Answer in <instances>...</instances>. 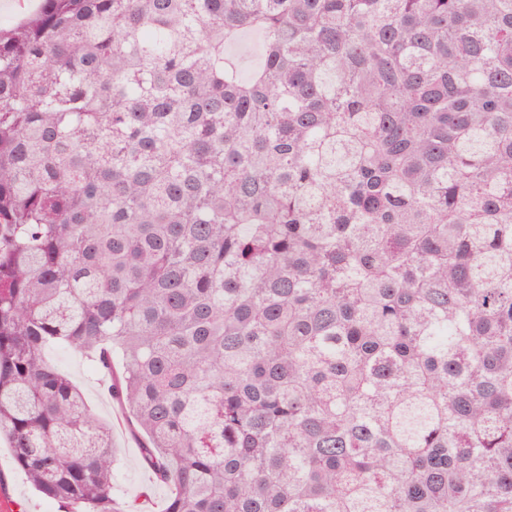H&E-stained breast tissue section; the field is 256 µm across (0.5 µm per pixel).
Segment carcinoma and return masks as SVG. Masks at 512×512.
<instances>
[{
    "label": "carcinoma",
    "mask_w": 512,
    "mask_h": 512,
    "mask_svg": "<svg viewBox=\"0 0 512 512\" xmlns=\"http://www.w3.org/2000/svg\"><path fill=\"white\" fill-rule=\"evenodd\" d=\"M54 345L107 373L165 512H512V0L0 31V440L63 512H143ZM226 57L232 61L239 75L247 78L261 62L260 36L256 33L242 35L235 43L227 47Z\"/></svg>",
    "instance_id": "carcinoma-1"
}]
</instances>
